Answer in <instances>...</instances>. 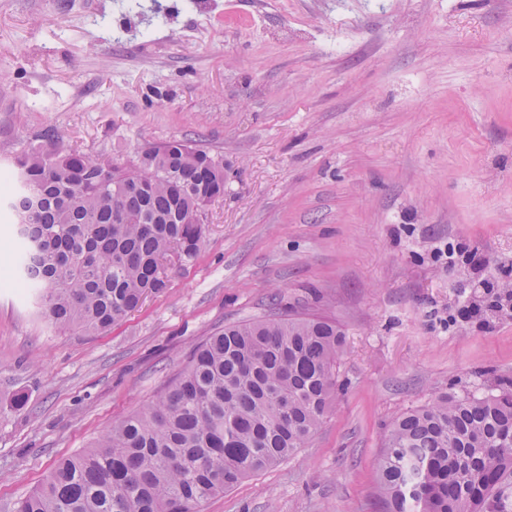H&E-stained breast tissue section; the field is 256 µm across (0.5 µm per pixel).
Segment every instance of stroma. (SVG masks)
<instances>
[{
	"mask_svg": "<svg viewBox=\"0 0 512 512\" xmlns=\"http://www.w3.org/2000/svg\"><path fill=\"white\" fill-rule=\"evenodd\" d=\"M0 0V170L29 144L224 161L192 263L100 334L0 279V501L140 409L224 325L345 334L310 447L200 512H382L400 413L512 379V315L460 317L512 267V0Z\"/></svg>",
	"mask_w": 512,
	"mask_h": 512,
	"instance_id": "obj_1",
	"label": "stroma"
}]
</instances>
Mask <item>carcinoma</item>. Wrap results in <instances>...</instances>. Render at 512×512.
<instances>
[{"label": "carcinoma", "instance_id": "carcinoma-1", "mask_svg": "<svg viewBox=\"0 0 512 512\" xmlns=\"http://www.w3.org/2000/svg\"><path fill=\"white\" fill-rule=\"evenodd\" d=\"M17 224L20 282L61 331L101 333L188 264L224 161L172 140L136 164L29 145L0 174ZM344 335L276 313L196 345L154 400L55 466L0 512H198L242 479L310 447L331 409ZM385 512H512V383L446 394L397 416L379 459Z\"/></svg>", "mask_w": 512, "mask_h": 512}]
</instances>
